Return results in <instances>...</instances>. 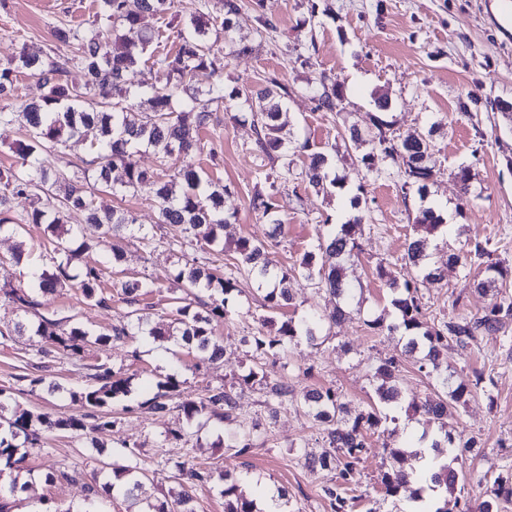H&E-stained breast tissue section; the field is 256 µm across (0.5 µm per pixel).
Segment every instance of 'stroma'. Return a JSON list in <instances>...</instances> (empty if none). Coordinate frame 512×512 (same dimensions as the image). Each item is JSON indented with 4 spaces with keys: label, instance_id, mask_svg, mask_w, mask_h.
Returning a JSON list of instances; mask_svg holds the SVG:
<instances>
[{
    "label": "stroma",
    "instance_id": "stroma-1",
    "mask_svg": "<svg viewBox=\"0 0 512 512\" xmlns=\"http://www.w3.org/2000/svg\"><path fill=\"white\" fill-rule=\"evenodd\" d=\"M505 2L244 0L232 36L237 43L250 45V53L226 56L223 37H212V52L226 58L224 70L218 75L199 71L192 79L193 86L202 89L223 82L225 94L232 97L229 111L217 112L215 122L200 130L203 150L197 156L210 178L229 189L224 209L233 213L234 220L224 229L225 241L265 236V223L249 209L248 199L267 184L261 161L251 151L250 123L233 119L244 109L233 93L271 76L290 92L286 104L292 136L309 138L315 149L329 154L345 151L346 129L371 128L375 99L387 98L384 118L392 122L395 136H432L429 164L434 177L429 194L422 199L413 190L402 193V174L378 152L368 169L348 159L338 162L342 185L323 196L303 180V160L295 158L290 174L275 182L282 233L270 250L274 263L288 266L315 250L324 223H344L359 211L367 219L356 234L360 251L345 267L346 280L355 288L352 318L316 341L296 338L281 359L259 357L250 343L262 319L278 323L309 310L323 313L336 307L334 297L302 279L294 284L295 307L272 311L264 307L255 282L240 278L241 293L229 300L234 309L231 319L213 328L214 339L224 345V357L200 367L173 342L149 336L116 340L104 350L91 344L75 357L40 355L35 336L0 338V389L33 412L72 411L70 392L85 388L94 367L102 363L131 382L130 393L112 408L114 425L96 435L99 448L88 447L85 438L53 431L43 434L39 447L29 449L26 467L34 480L16 497L20 512H33L41 497L62 506H83L87 486L100 472L106 452L125 445L137 448V463L153 480L148 492L159 500L179 491L170 477L175 462L190 457L210 470L211 480L193 487L195 512H224L219 477L227 471L255 504L272 498L278 500L281 512H333L324 490L334 485V473L310 471L303 456L307 450H325L323 425L296 402H271L267 387L285 382L300 392L330 386L356 413L377 402L381 379L376 369L391 356L401 365L404 398L387 405L389 422L367 435L368 447L351 485L356 498L352 512H410L412 488L390 497L382 485L392 464L391 449L418 446L423 432L422 424L410 417L408 405L444 384L472 385L478 372L486 377L483 389L473 392L467 404L447 419L449 429L476 442L458 460L454 495L476 505L488 499L495 477L512 476V320L496 335L478 337L467 349L449 347L440 368L429 374L420 371L421 355L407 351L404 336L368 326L378 317L388 324L398 321L391 294L376 268L384 266L399 279L410 275L402 258L403 244L415 234V217L422 207L434 208L444 219L433 239L438 248L456 251L476 239L487 243L494 258L512 267V120L500 111L503 103L512 104V15L506 14ZM94 11L95 0H0V62L23 49L48 53L54 46L53 27H86ZM261 17L274 25L262 39L256 35ZM323 81L342 90L340 113L317 110L312 91ZM460 165L470 167L475 193L463 209L452 176ZM96 203L131 212L139 223L153 228L151 245L125 240L121 263H113L99 249L89 251L84 259L102 268L107 285L116 287L128 279L151 284L138 308L149 325H156L168 317L172 298L180 294L173 280L176 269L195 252L171 245L165 229L157 227L158 211L149 188L123 196L104 192L97 195ZM45 242L37 224L1 234L0 256L6 261L0 263V286L25 278L21 266L7 261L15 246H22L30 261L45 265L51 255ZM465 274L458 265L444 268L442 282L426 290L428 322L460 312L476 314L491 302V295L469 287ZM129 310L116 291L111 306L100 308L70 289L45 298L41 307L48 317L73 319L94 333L126 323ZM258 361L265 364L266 381L242 384L241 376ZM36 363L43 366L44 382L33 388L28 377ZM169 375L194 397L208 386L233 389L235 421L212 419L202 426L176 408L164 413L148 409L146 399ZM174 430L184 433L183 441H168ZM242 430L251 432L253 447L236 456L230 447ZM52 467L76 471L77 476L46 482Z\"/></svg>",
    "mask_w": 512,
    "mask_h": 512
}]
</instances>
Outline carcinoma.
<instances>
[{"instance_id": "obj_1", "label": "carcinoma", "mask_w": 512, "mask_h": 512, "mask_svg": "<svg viewBox=\"0 0 512 512\" xmlns=\"http://www.w3.org/2000/svg\"><path fill=\"white\" fill-rule=\"evenodd\" d=\"M177 0H97L94 20L83 31L67 24L57 26L52 36L55 48L45 56L20 52L6 64L0 63V124H18L25 130L26 140L19 143L16 152L19 164L16 168L0 170V231L12 224H43L44 233L53 245L51 266L39 269V291L44 296L53 295L65 288H78L83 296L101 307L112 303V293L103 286L102 269L87 264L81 272L71 273L73 261L80 251L90 245L82 242L72 248V239L84 231L76 232L67 226L73 213L84 217L96 243L106 248L112 261L123 258L121 242L126 230L135 224L129 212L102 209L94 204L96 193L110 191L136 192L143 187L152 189L159 218L158 225L167 226L172 243L197 247L201 251L221 241L224 226L231 223L234 215L224 212L226 186L216 184L204 175L196 163L201 151L198 132L209 125L212 115L228 109L225 105L224 85L216 83L205 92L194 91L189 82L198 71L218 73L224 69V59L212 54L209 45L212 34H224V45L229 53L251 51L248 46L235 44L231 32L232 19L243 8V0H224V17L221 22L203 19V13L190 17L176 25V48L173 52L154 54L152 44L160 37V30L151 20L178 18ZM148 65L156 73V81L142 90L126 85V74L140 66ZM80 70L82 85L70 83L67 73L70 67ZM36 79L38 93L15 106L9 103L20 75ZM244 96L248 105V119L254 129L253 153L270 163L281 162V168L290 170L294 157L305 156L307 163L302 174L304 180L317 190L341 186L338 176L331 175L327 155L312 150L309 140L287 136L291 119L285 103L289 95L287 87L269 78L265 83L251 87L234 96ZM317 109L339 112L343 94L336 86L320 83L316 91ZM97 128L99 138L93 145L99 165L94 175L84 172L73 174L60 184V174L48 163L47 155L63 148L82 136L83 130ZM349 141L356 150L355 162L371 167L373 152H363L368 144L379 149L392 162L404 170L402 192L416 189L425 198L432 169L427 161L431 141L427 136L398 140L391 132L389 122L375 117L368 138H362L354 128L350 129ZM151 148L159 155V168L149 170L139 165L136 156L141 149ZM460 186V206L464 209L472 195L471 173L467 166L454 172ZM15 195H31L30 210L9 214L7 205ZM249 208L256 215L273 224L267 240L241 238L235 245V257L229 264L227 276H216L208 267L207 258L194 257L178 267L176 282L187 288L207 290L212 301L196 303L179 299L171 312L170 322H159L148 330V335L158 340H174L175 344L194 355L201 362H215L223 356V346L212 338V324L229 318L226 295L237 290V275L245 274L258 286L267 287L264 296L266 307L279 310L293 304L289 288L292 280L301 277L312 285L326 287L336 296V309L327 314L308 312L301 318L283 321L272 336L263 332L253 337L255 349L267 354L285 352L294 339L304 336L316 339L324 332L349 318L352 310L349 300L353 288L345 281L344 264L355 257L357 249L355 232L361 225L356 215L343 224L331 226L319 237L317 251L306 252L291 267H279L269 257L268 242L280 231V222L274 218V193L257 190L249 199ZM421 232L406 238L404 260L416 269V275L398 281L387 278L383 267L377 268L379 278H387L393 292V306L397 309L401 325L407 336V347L425 349L421 368L437 367L443 350L453 343L466 348L479 336H493L503 324L512 318V296L495 299L480 314H458L447 321L428 324L424 321L423 288L441 280V270L448 265L474 266L479 278L470 286L481 292L497 287L506 279L509 269L491 258L486 245L476 242L461 253L430 252V236L443 226V218L432 207H424L415 217ZM145 284L137 279L121 283V295L129 305L139 302ZM0 296L13 303L19 310L37 317L32 326L34 335L44 339L48 347L41 354L53 353L77 355L87 343L107 347L114 339L132 335L131 329L143 328L147 320L136 317L137 324L113 326L108 332L97 335L77 322H62L39 313L42 302L21 286L0 288ZM377 374L383 384L379 388V402L389 403L400 397L396 385L399 379L397 361L388 358L378 367ZM92 383L82 391L71 394L72 401L83 409L80 415L61 414L51 417L35 414L17 402L0 399V512H11L12 500L25 491L29 482L23 479V466L27 452L40 444L41 432L68 430L78 435L86 430L99 431L114 424L109 408L129 392V380L117 376L104 364L95 367ZM180 384L171 375L158 384L160 392L148 400L150 407L164 413L169 410L165 398L179 396L177 408L192 420L198 416L215 418L221 422L235 421L236 400L232 391L224 387L207 389L197 398L183 397ZM470 390L458 386L442 395L435 393L421 402L409 406L412 415L426 422L443 423L451 408L466 403ZM308 414L327 425L328 449L321 455L306 456L308 467L316 471L334 470L343 483L353 482L354 470L360 456L367 448V431L387 420V414L376 404L367 411L348 416L340 395L332 388L308 390L302 395ZM469 442L461 436L444 431L435 439L431 448L436 455L445 448H467ZM420 451L407 453L400 449L391 452L394 464L387 471L382 484L386 495L397 496L413 477L404 467L407 457H417ZM112 481L98 487L87 486V508L82 512H98L96 502L110 493L114 482L121 481L135 471L134 461L138 451L129 446L114 453ZM174 479L182 487L174 503L153 502L148 498L132 497L131 505L145 512H193L186 508L190 502L189 488L209 478L203 468L186 459L175 464ZM456 471L443 463L430 474L432 487H451L457 481ZM226 512H254L253 502L238 493V485L230 473L222 475ZM512 500V482L497 476L492 482L491 497L484 501L478 512H498L499 500Z\"/></svg>"}]
</instances>
